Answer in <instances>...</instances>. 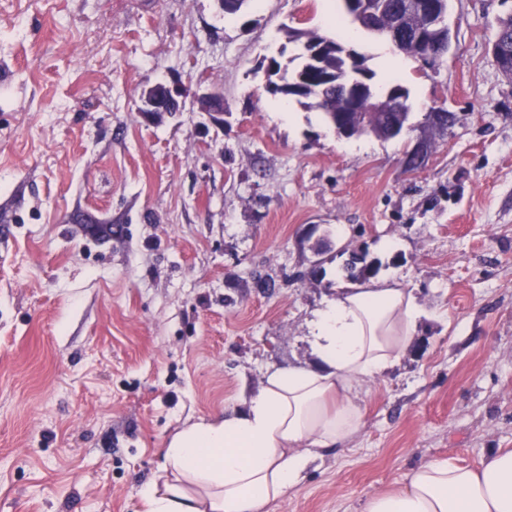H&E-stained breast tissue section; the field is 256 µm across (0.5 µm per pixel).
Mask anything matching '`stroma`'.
<instances>
[{
  "mask_svg": "<svg viewBox=\"0 0 512 512\" xmlns=\"http://www.w3.org/2000/svg\"><path fill=\"white\" fill-rule=\"evenodd\" d=\"M337 11L0 0V512H145L175 432L316 365L347 252L423 315L363 383L365 426L267 512H364L420 463L512 449V78L491 53L512 0H450L447 61L404 56L412 123L457 116L414 173L411 134L343 138L264 88L297 53L283 26L332 38ZM157 82L181 111H141Z\"/></svg>",
  "mask_w": 512,
  "mask_h": 512,
  "instance_id": "35a3bbf8",
  "label": "stroma"
}]
</instances>
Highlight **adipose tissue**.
Wrapping results in <instances>:
<instances>
[{
	"label": "adipose tissue",
	"mask_w": 512,
	"mask_h": 512,
	"mask_svg": "<svg viewBox=\"0 0 512 512\" xmlns=\"http://www.w3.org/2000/svg\"><path fill=\"white\" fill-rule=\"evenodd\" d=\"M417 317L403 288L339 292L312 326L318 367L273 372L244 410L175 433L162 480L142 492L146 512H265L304 481L323 449L364 427L361 383L398 363ZM364 512H512V450L475 468L423 463L400 488L369 497Z\"/></svg>",
	"instance_id": "ef3b65f1"
}]
</instances>
